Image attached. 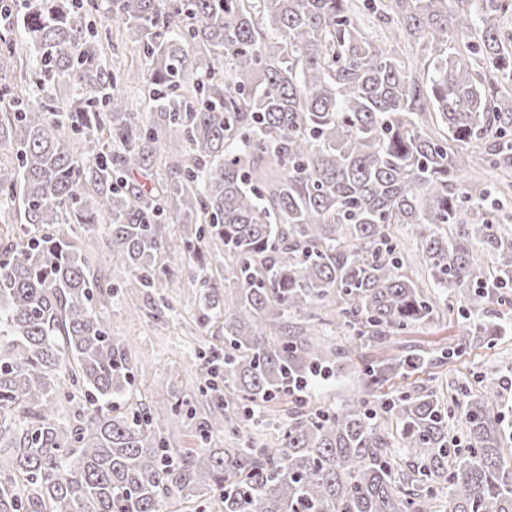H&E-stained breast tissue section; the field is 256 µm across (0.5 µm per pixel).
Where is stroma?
Returning <instances> with one entry per match:
<instances>
[{"label":"stroma","mask_w":512,"mask_h":512,"mask_svg":"<svg viewBox=\"0 0 512 512\" xmlns=\"http://www.w3.org/2000/svg\"><path fill=\"white\" fill-rule=\"evenodd\" d=\"M127 274L126 265L119 261L112 262L104 273L116 289L106 309L112 334L131 346L134 360L143 368L131 393L119 399V407L154 405L189 396L191 388L202 379L200 351L223 349V336L214 326L200 322L198 289L158 288L147 295L129 294L122 288ZM133 304L146 310L147 318L130 317L128 308ZM487 307L507 328L506 335L492 342L472 332L469 320L456 312L439 315L396 337L399 346L424 351L448 348L452 354L440 365L394 379L392 391L425 386L444 393L452 387L475 392L490 362L499 374L512 378V306L498 305L492 298Z\"/></svg>","instance_id":"1"}]
</instances>
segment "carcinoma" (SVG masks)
Returning a JSON list of instances; mask_svg holds the SVG:
<instances>
[{
	"mask_svg": "<svg viewBox=\"0 0 512 512\" xmlns=\"http://www.w3.org/2000/svg\"><path fill=\"white\" fill-rule=\"evenodd\" d=\"M96 2L4 4L40 92L0 87V147L15 161L0 165V204H17L29 228L0 249V512H159L176 494L206 512H512L499 379L374 403L391 380L442 362L388 352L437 315L435 293L468 301L484 336L501 331L482 321L488 289L512 305V229L487 209V181L469 176L478 165L512 193V0H108L142 59L145 114L99 50ZM374 28L420 53L382 48ZM18 59L13 32L0 33V73ZM101 224L103 247L87 257L70 232ZM171 224L189 227L200 320L224 330V355L200 354L198 387L224 392L220 414L189 398L114 405L137 366L93 267L118 257L125 290L152 292L169 278ZM210 243L224 252L220 284ZM328 309L341 343L321 338ZM366 349L384 355L356 368L362 396L345 408L294 399L277 446L261 441L256 409L289 379L340 374ZM64 378L86 402L69 423ZM454 416L462 454L448 446ZM168 417L189 420L199 451L170 447ZM388 423L422 469H399ZM223 435L239 447H212Z\"/></svg>",
	"mask_w": 512,
	"mask_h": 512,
	"instance_id": "1",
	"label": "carcinoma"
}]
</instances>
